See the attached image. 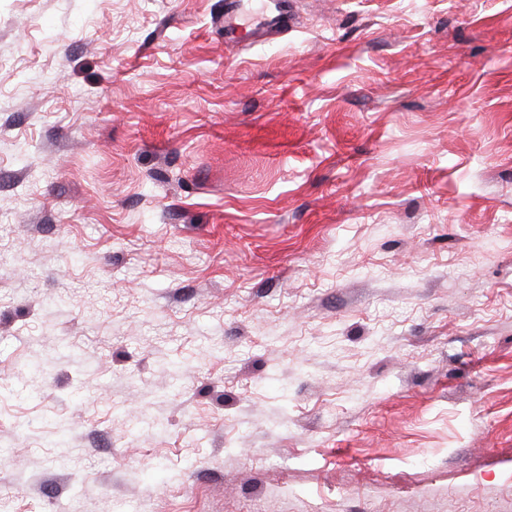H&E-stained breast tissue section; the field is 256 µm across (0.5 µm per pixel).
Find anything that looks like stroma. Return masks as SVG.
<instances>
[{"instance_id":"obj_1","label":"stroma","mask_w":512,"mask_h":512,"mask_svg":"<svg viewBox=\"0 0 512 512\" xmlns=\"http://www.w3.org/2000/svg\"><path fill=\"white\" fill-rule=\"evenodd\" d=\"M289 9L0 0V512H512V0ZM286 0H266L269 20L265 26L256 28L254 34L259 37L260 33L276 34L288 30V16L284 2Z\"/></svg>"}]
</instances>
